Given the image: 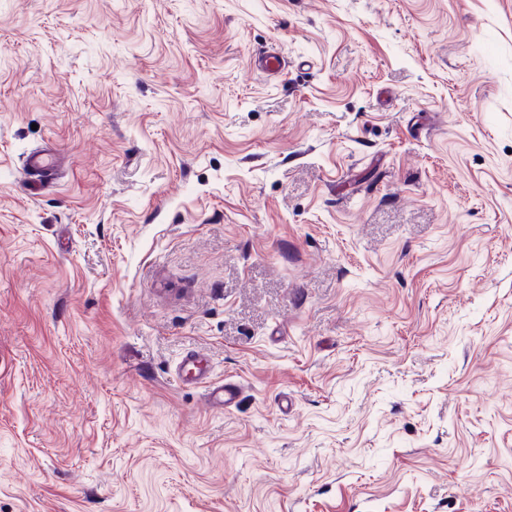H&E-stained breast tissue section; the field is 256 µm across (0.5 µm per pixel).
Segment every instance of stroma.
<instances>
[{
    "instance_id": "stroma-1",
    "label": "stroma",
    "mask_w": 512,
    "mask_h": 512,
    "mask_svg": "<svg viewBox=\"0 0 512 512\" xmlns=\"http://www.w3.org/2000/svg\"><path fill=\"white\" fill-rule=\"evenodd\" d=\"M0 512H512V0H0ZM57 158L55 153L48 150H36L29 153L24 162V171L32 177L47 176L55 170ZM207 387V398L211 405L227 409L236 404L239 397V384L235 382L210 383Z\"/></svg>"
}]
</instances>
